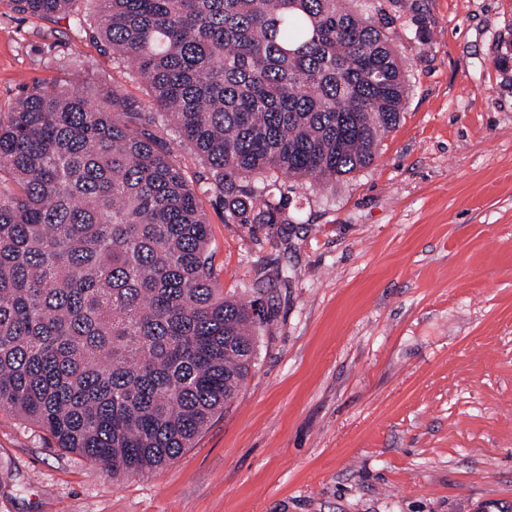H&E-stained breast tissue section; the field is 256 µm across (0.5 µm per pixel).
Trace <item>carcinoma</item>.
I'll list each match as a JSON object with an SVG mask.
<instances>
[{
    "label": "carcinoma",
    "mask_w": 512,
    "mask_h": 512,
    "mask_svg": "<svg viewBox=\"0 0 512 512\" xmlns=\"http://www.w3.org/2000/svg\"><path fill=\"white\" fill-rule=\"evenodd\" d=\"M71 14L77 0H8ZM93 37L134 67L208 172L226 224H288L279 176L370 166L408 97L394 24L421 0H92ZM512 86V32L495 59ZM120 90L34 86L0 112V406L112 474L175 460L238 394L263 323L224 297L209 222Z\"/></svg>",
    "instance_id": "obj_1"
}]
</instances>
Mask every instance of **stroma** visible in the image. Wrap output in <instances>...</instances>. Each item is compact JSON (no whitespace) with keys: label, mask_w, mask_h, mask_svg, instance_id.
<instances>
[{"label":"stroma","mask_w":512,"mask_h":512,"mask_svg":"<svg viewBox=\"0 0 512 512\" xmlns=\"http://www.w3.org/2000/svg\"><path fill=\"white\" fill-rule=\"evenodd\" d=\"M397 23L409 95L376 160L282 179L290 224L200 196L225 295L267 315L238 396L168 466L112 476L0 408V512H502L512 507V0H424ZM69 78L156 111L72 19L0 0V112ZM495 66L505 79L503 87L510 88L512 86V32L509 33V38L502 40L501 51L496 56Z\"/></svg>","instance_id":"stroma-1"}]
</instances>
